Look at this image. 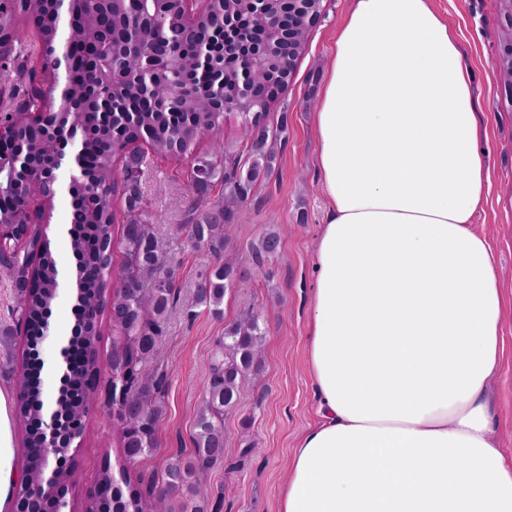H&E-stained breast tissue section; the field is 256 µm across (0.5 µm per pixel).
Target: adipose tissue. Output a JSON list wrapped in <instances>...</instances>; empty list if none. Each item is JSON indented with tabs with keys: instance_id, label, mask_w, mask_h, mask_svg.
Wrapping results in <instances>:
<instances>
[{
	"instance_id": "ef3b65f1",
	"label": "adipose tissue",
	"mask_w": 512,
	"mask_h": 512,
	"mask_svg": "<svg viewBox=\"0 0 512 512\" xmlns=\"http://www.w3.org/2000/svg\"><path fill=\"white\" fill-rule=\"evenodd\" d=\"M476 103L432 0H354L315 113L328 202L307 350L319 421L278 512H512V449L487 398L507 302L473 228L489 178ZM51 327L48 412L69 338L67 323ZM17 481L0 390V512Z\"/></svg>"
}]
</instances>
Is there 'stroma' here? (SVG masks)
Returning a JSON list of instances; mask_svg holds the SVG:
<instances>
[{
    "label": "stroma",
    "instance_id": "stroma-1",
    "mask_svg": "<svg viewBox=\"0 0 512 512\" xmlns=\"http://www.w3.org/2000/svg\"><path fill=\"white\" fill-rule=\"evenodd\" d=\"M353 0H327L323 19L311 28L305 52L285 92L270 106L269 144L275 152L268 176L254 185L233 218L240 278L224 297L223 314L198 311L186 318L174 312L155 357L167 371L165 409L158 423V447L129 469L131 481L144 473H162L169 458L194 451L195 419L203 399L214 342L227 324L252 311L265 330L262 367L245 377L239 405L224 416V459L200 478L199 494L215 512H276L281 484L298 439L317 419L318 398L307 366V325L315 274L312 252L325 222L327 202L319 189L317 141L313 126L318 91L332 56L336 27ZM447 16L475 78L481 142L489 160L486 199L473 228L494 247L501 282L512 300V90L494 66L500 45L497 31L505 19L496 0H435ZM145 171L142 217L164 240L185 287L196 270L211 261L208 251L190 246L180 232L183 216L177 198L190 194L186 177L192 160L150 155ZM269 232L276 233L278 253L255 266L252 249ZM17 302L8 274L0 269V326L13 327L10 346L0 345V389L17 396L15 378L22 369L28 341L17 325ZM505 354L488 390L494 429L503 447L512 448V308L503 324ZM120 431L96 399L88 415L85 439L73 455L78 481L68 493L71 512H84L103 456L119 458Z\"/></svg>",
    "mask_w": 512,
    "mask_h": 512
}]
</instances>
